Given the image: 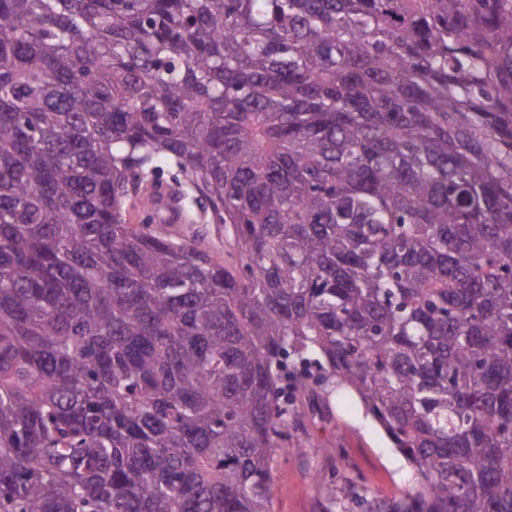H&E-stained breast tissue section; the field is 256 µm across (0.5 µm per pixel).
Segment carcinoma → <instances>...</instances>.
<instances>
[{"label":"carcinoma","mask_w":512,"mask_h":512,"mask_svg":"<svg viewBox=\"0 0 512 512\" xmlns=\"http://www.w3.org/2000/svg\"><path fill=\"white\" fill-rule=\"evenodd\" d=\"M333 383L512 512V0H0V512H274ZM173 225H195L205 234L204 246L211 251L224 257V252L230 250L229 239L224 235L222 224H173ZM220 225V226H216Z\"/></svg>","instance_id":"cac0c4a2"}]
</instances>
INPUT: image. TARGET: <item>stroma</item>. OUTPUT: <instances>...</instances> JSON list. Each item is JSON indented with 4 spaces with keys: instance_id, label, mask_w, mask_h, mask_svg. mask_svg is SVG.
Here are the masks:
<instances>
[{
    "instance_id": "stroma-1",
    "label": "stroma",
    "mask_w": 512,
    "mask_h": 512,
    "mask_svg": "<svg viewBox=\"0 0 512 512\" xmlns=\"http://www.w3.org/2000/svg\"><path fill=\"white\" fill-rule=\"evenodd\" d=\"M326 400L332 421L305 411L298 434L309 441V448L280 454L275 461V512H349L344 485L390 496L412 478L411 467L355 392L336 390ZM320 470L335 472L339 492L315 484L314 474Z\"/></svg>"
}]
</instances>
